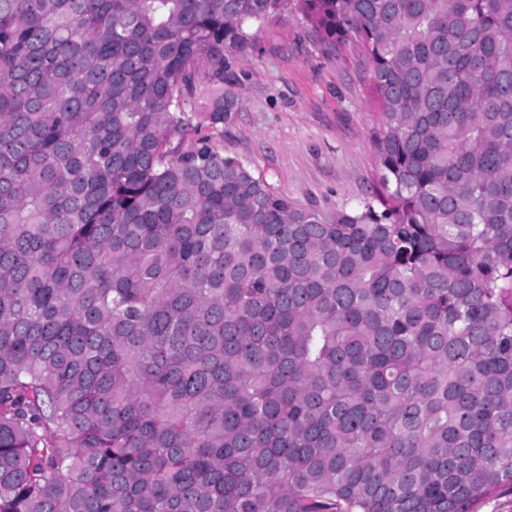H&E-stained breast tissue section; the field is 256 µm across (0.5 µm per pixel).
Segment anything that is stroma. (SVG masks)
Here are the masks:
<instances>
[{
	"label": "stroma",
	"instance_id": "1",
	"mask_svg": "<svg viewBox=\"0 0 512 512\" xmlns=\"http://www.w3.org/2000/svg\"><path fill=\"white\" fill-rule=\"evenodd\" d=\"M223 92L240 101L231 119L191 131L182 149L209 139L279 193L326 211L366 198L378 173L372 134L380 111L355 39L325 52L302 14L284 7L263 23L246 56H228Z\"/></svg>",
	"mask_w": 512,
	"mask_h": 512
}]
</instances>
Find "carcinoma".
Listing matches in <instances>:
<instances>
[{"mask_svg":"<svg viewBox=\"0 0 512 512\" xmlns=\"http://www.w3.org/2000/svg\"><path fill=\"white\" fill-rule=\"evenodd\" d=\"M288 0H0V512H469L512 485V0H295L381 106L326 213L207 143Z\"/></svg>","mask_w":512,"mask_h":512,"instance_id":"obj_1","label":"carcinoma"}]
</instances>
